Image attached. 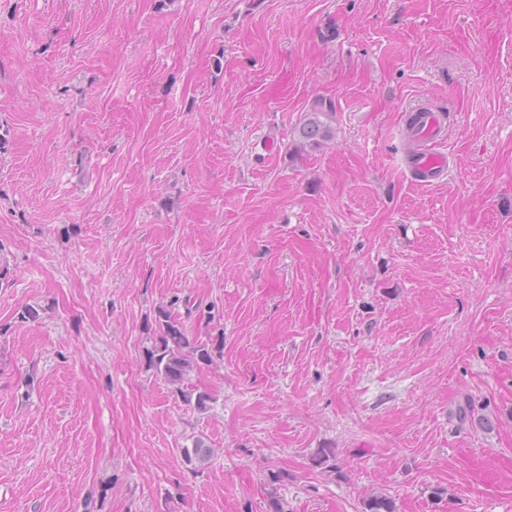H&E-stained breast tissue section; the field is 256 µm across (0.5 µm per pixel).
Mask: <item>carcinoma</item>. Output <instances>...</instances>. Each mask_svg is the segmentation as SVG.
Instances as JSON below:
<instances>
[{"mask_svg": "<svg viewBox=\"0 0 512 512\" xmlns=\"http://www.w3.org/2000/svg\"><path fill=\"white\" fill-rule=\"evenodd\" d=\"M334 112L335 107L331 101L320 98L314 102L305 112L300 126L301 139L310 145L331 140ZM155 327L160 336L147 350L149 366L175 388L185 403L200 412L207 410L210 397L205 392L189 387V372L197 365H212L220 359L224 336H210L205 341L191 344L180 321L163 307L157 310ZM455 417L462 423H470L484 430L493 428L492 413L487 411V406H478L470 398L458 405ZM211 455L212 449L200 439L194 442L193 447L183 449L185 462L189 465L202 464ZM362 512H395V505L386 495H372L363 501Z\"/></svg>", "mask_w": 512, "mask_h": 512, "instance_id": "1", "label": "carcinoma"}]
</instances>
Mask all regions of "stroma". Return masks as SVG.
<instances>
[{
	"instance_id": "obj_1",
	"label": "stroma",
	"mask_w": 512,
	"mask_h": 512,
	"mask_svg": "<svg viewBox=\"0 0 512 512\" xmlns=\"http://www.w3.org/2000/svg\"><path fill=\"white\" fill-rule=\"evenodd\" d=\"M161 307L224 337L206 411L148 366ZM373 494L512 512V0H0V512ZM335 107L331 100L320 98L305 112L300 126V137L309 145H318L333 137L331 125ZM414 112L419 113V119L412 133L423 148L409 160L406 170L417 181L431 184L448 174L447 154L429 147L446 138V117L432 105H422ZM455 417L460 423H470L484 430L493 428L492 413L487 412L486 404H481L480 409L472 399L468 398L463 404L458 405Z\"/></svg>"
}]
</instances>
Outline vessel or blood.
<instances>
[{
	"instance_id": "obj_1",
	"label": "vessel or blood",
	"mask_w": 512,
	"mask_h": 512,
	"mask_svg": "<svg viewBox=\"0 0 512 512\" xmlns=\"http://www.w3.org/2000/svg\"><path fill=\"white\" fill-rule=\"evenodd\" d=\"M419 119L413 130L421 148L409 160L407 171L419 182L431 184L447 176L449 164L447 154L435 150V143L446 137V117L443 112L431 105L418 109Z\"/></svg>"
}]
</instances>
